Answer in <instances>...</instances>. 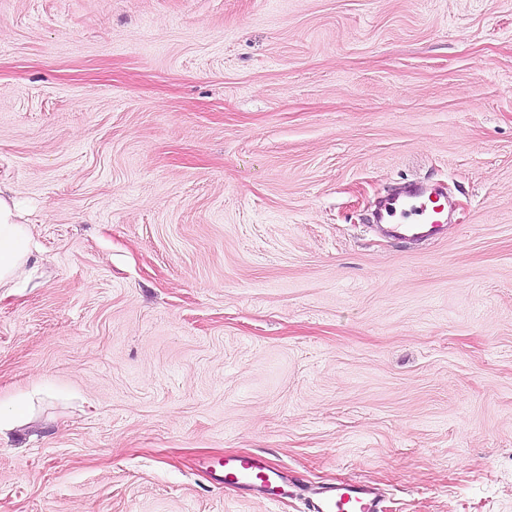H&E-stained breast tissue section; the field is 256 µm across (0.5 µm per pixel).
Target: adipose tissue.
Instances as JSON below:
<instances>
[{"instance_id":"ef3b65f1","label":"adipose tissue","mask_w":512,"mask_h":512,"mask_svg":"<svg viewBox=\"0 0 512 512\" xmlns=\"http://www.w3.org/2000/svg\"><path fill=\"white\" fill-rule=\"evenodd\" d=\"M24 215L21 203L0 187V295L25 287L33 274L32 236Z\"/></svg>"}]
</instances>
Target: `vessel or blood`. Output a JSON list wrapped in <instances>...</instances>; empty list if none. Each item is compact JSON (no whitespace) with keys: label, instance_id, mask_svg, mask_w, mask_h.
Wrapping results in <instances>:
<instances>
[{"label":"vessel or blood","instance_id":"vessel-or-blood-1","mask_svg":"<svg viewBox=\"0 0 512 512\" xmlns=\"http://www.w3.org/2000/svg\"><path fill=\"white\" fill-rule=\"evenodd\" d=\"M448 221L444 194L418 180L406 182L395 195L379 206L377 222L401 238L438 235ZM225 488L256 492L275 501L286 494L288 478L255 455L229 456L214 465ZM381 494L374 485L346 480L309 490V512H380Z\"/></svg>","mask_w":512,"mask_h":512}]
</instances>
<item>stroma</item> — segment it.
I'll list each match as a JSON object with an SVG mask.
<instances>
[{
  "label": "stroma",
  "mask_w": 512,
  "mask_h": 512,
  "mask_svg": "<svg viewBox=\"0 0 512 512\" xmlns=\"http://www.w3.org/2000/svg\"><path fill=\"white\" fill-rule=\"evenodd\" d=\"M0 185V512H512V0H0ZM445 194L418 180L408 181L379 206L377 223L401 238L436 236L448 223ZM25 210L7 188L0 187V296L16 288H24L34 269L30 224L23 217ZM220 472L224 488L237 492H257L263 498L278 500L288 493V477L271 467L259 456H229L211 463ZM380 502L378 488L352 480L311 488L307 496L309 512H382Z\"/></svg>",
  "instance_id": "obj_1"
}]
</instances>
